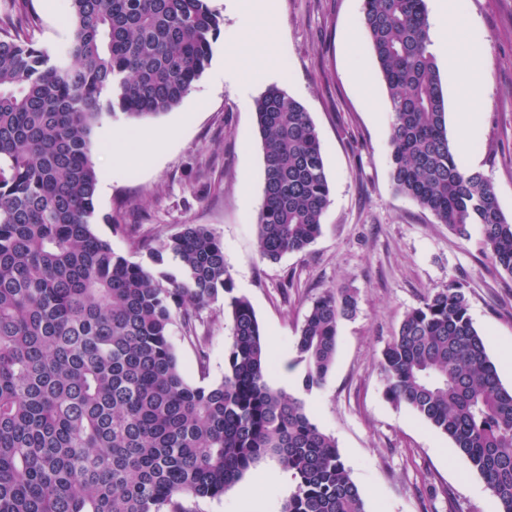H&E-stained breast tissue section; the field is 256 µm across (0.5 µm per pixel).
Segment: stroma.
<instances>
[{"label": "stroma", "mask_w": 512, "mask_h": 512, "mask_svg": "<svg viewBox=\"0 0 512 512\" xmlns=\"http://www.w3.org/2000/svg\"><path fill=\"white\" fill-rule=\"evenodd\" d=\"M223 19L209 65L176 109L157 118L108 120L95 128L92 161L98 172V214L129 225L126 234L98 223L94 232L113 248L147 261L139 240H156L185 224H202L224 244L233 293L251 303L266 334L273 371L269 384L301 394L312 420L335 438L358 485L365 512H489L484 481L453 451L448 437L403 404L389 400L382 352L403 315L430 291L457 282L469 313L500 366L512 352V276L497 269L477 239L464 240L409 198L389 177L391 116L385 88L360 19L363 0H278L267 25L253 0H210ZM69 0H0V27L44 48L64 45ZM456 27L480 53L484 85L474 104L471 150L475 170L493 183L512 220V0H458ZM275 42L273 56L241 57L247 79L236 91L224 79L228 50ZM372 73L363 95L354 75ZM271 85L286 90L309 113L321 140L330 204L320 236L302 253L262 260L257 214L263 203L264 163L254 103ZM144 129L166 133L143 162L113 157L112 143ZM353 288L357 308L341 320L335 362L323 384L299 390L296 336L311 302L327 291ZM215 303L202 313L198 341L173 327L171 342L186 380L220 382L232 321ZM205 343L206 357L197 345ZM275 459L262 460L241 485L218 498L196 500V512H282L295 490L263 479ZM251 488L244 502L242 485Z\"/></svg>", "instance_id": "obj_1"}]
</instances>
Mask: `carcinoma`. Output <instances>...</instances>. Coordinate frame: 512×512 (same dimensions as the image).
I'll return each mask as SVG.
<instances>
[{"mask_svg":"<svg viewBox=\"0 0 512 512\" xmlns=\"http://www.w3.org/2000/svg\"><path fill=\"white\" fill-rule=\"evenodd\" d=\"M210 0H70L72 39L50 52L0 34V512H193L271 456L296 482L282 512H365L336 441L302 398L271 387L266 337L233 294L221 240L184 224L152 265L93 231L94 128L178 107L212 58L223 19ZM361 23L384 83L394 190L512 276V222L483 173L448 138L425 0H364ZM264 156L260 258L305 251L330 204L319 134L304 106L269 86L255 100ZM170 256L175 271L157 270ZM354 288L312 301L296 337L301 388L332 367ZM224 297V378L196 386L170 341L197 338ZM386 395L446 434L512 512V389L463 289L430 291L382 352Z\"/></svg>","mask_w":512,"mask_h":512,"instance_id":"cac0c4a2","label":"carcinoma"}]
</instances>
